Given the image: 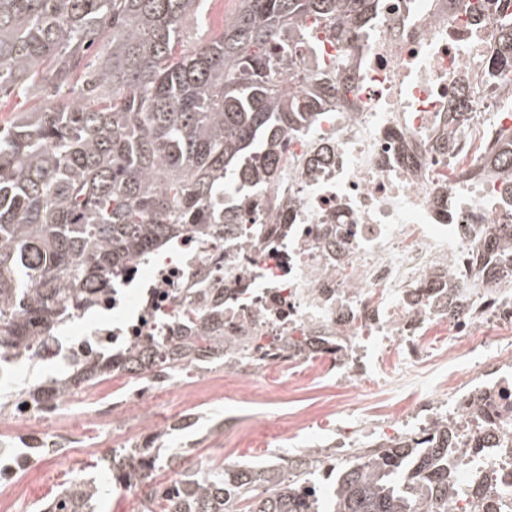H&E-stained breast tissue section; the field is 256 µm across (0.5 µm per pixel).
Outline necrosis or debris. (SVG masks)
<instances>
[{"label":"necrosis or debris","mask_w":512,"mask_h":512,"mask_svg":"<svg viewBox=\"0 0 512 512\" xmlns=\"http://www.w3.org/2000/svg\"><path fill=\"white\" fill-rule=\"evenodd\" d=\"M480 0H379L370 24L343 48L318 30L294 70L314 83L324 64L348 105H330L309 127L280 134L269 184L245 187L236 231L223 224L178 232L167 253L137 255L82 286L90 306L69 315L49 346L0 350V383L20 363L66 359L71 368L112 354L120 404L87 387L49 405L16 392L0 412V512L28 495L27 470L78 454L73 435L98 428L103 447L140 448L163 432L160 407L206 401L267 403L304 383L335 386L328 411L347 461L365 436L351 416L371 401L384 437L425 434L448 418L454 512H512V292L487 290L474 243L512 222V192L476 171L477 141L463 129L512 127V77L490 80L485 61L512 9ZM467 310H448L451 292ZM212 321L243 345L225 358L224 382L206 376L208 354L137 368L145 346L171 350ZM307 336L314 353L296 351ZM482 408H475V398Z\"/></svg>","instance_id":"1"}]
</instances>
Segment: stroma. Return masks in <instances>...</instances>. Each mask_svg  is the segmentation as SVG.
Masks as SVG:
<instances>
[{"mask_svg": "<svg viewBox=\"0 0 512 512\" xmlns=\"http://www.w3.org/2000/svg\"><path fill=\"white\" fill-rule=\"evenodd\" d=\"M238 0H208L202 17L190 20L184 36L189 45H198L217 37L223 30V14L233 13ZM329 394L328 389L303 385L289 393L287 400L265 405L228 402L201 405L195 416L196 424L189 431H173L159 438L158 446L165 450L184 448L191 459L207 458L213 462L243 463L271 460L278 456H291L304 448L335 445V424L317 425L290 440L271 442L266 448L249 447L244 433L263 416L270 413L309 410L320 406ZM101 458L100 452L81 456L75 462L52 460L35 466L25 475L32 495L39 503L51 501L63 486L76 476H89Z\"/></svg>", "mask_w": 512, "mask_h": 512, "instance_id": "stroma-1", "label": "stroma"}]
</instances>
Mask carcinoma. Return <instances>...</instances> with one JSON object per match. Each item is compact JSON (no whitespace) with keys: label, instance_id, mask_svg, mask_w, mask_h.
Listing matches in <instances>:
<instances>
[{"label":"carcinoma","instance_id":"1","mask_svg":"<svg viewBox=\"0 0 512 512\" xmlns=\"http://www.w3.org/2000/svg\"><path fill=\"white\" fill-rule=\"evenodd\" d=\"M207 0H0V99L46 104L0 126V347L54 339L79 285L122 266L163 238L214 220L237 222L226 207L239 181H265L280 166L281 130L308 125L333 98L322 85L301 93L278 77L314 29L339 40L361 28L375 0H239L219 38L185 45L187 21ZM512 72V26L488 59ZM82 80L74 81L76 75ZM484 168L512 183V128L493 133ZM477 252L512 263V223ZM203 344L219 362L235 343L206 323L171 351ZM112 373V360L27 389L59 400L70 385ZM443 418L431 435L382 443L336 467L327 512H452ZM112 481L181 464L183 478L162 512H317L308 499L329 458L309 448L278 464H230L201 478L180 452L152 446L112 449ZM94 478H81L40 512H96Z\"/></svg>","mask_w":512,"mask_h":512}]
</instances>
